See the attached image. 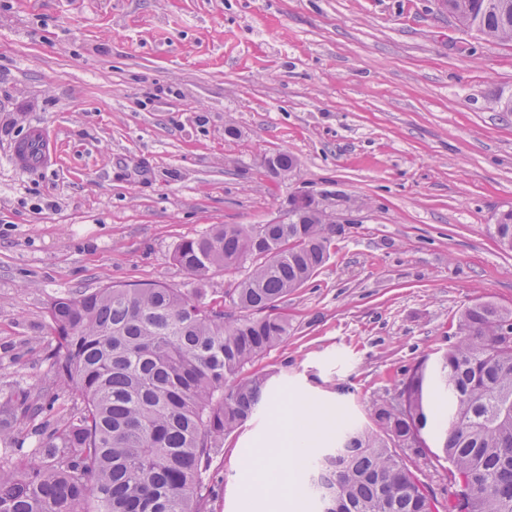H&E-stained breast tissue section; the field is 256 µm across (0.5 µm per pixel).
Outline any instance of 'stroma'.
I'll return each instance as SVG.
<instances>
[{"label":"stroma","instance_id":"1","mask_svg":"<svg viewBox=\"0 0 512 512\" xmlns=\"http://www.w3.org/2000/svg\"><path fill=\"white\" fill-rule=\"evenodd\" d=\"M0 9V401L48 370L49 308L107 285L187 288L177 245L267 224L294 195L340 225L257 361L271 403L225 436L212 512H243L241 464L304 398L369 424L478 301L512 309V42L439 0H9ZM50 170L7 157L31 126ZM288 151L292 176L266 158ZM398 454L448 512L450 465ZM505 212H509L503 216ZM496 221L498 224H491L492 235L497 243L506 250H512V210L501 211Z\"/></svg>","mask_w":512,"mask_h":512}]
</instances>
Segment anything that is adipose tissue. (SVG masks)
<instances>
[{
	"instance_id": "obj_1",
	"label": "adipose tissue",
	"mask_w": 512,
	"mask_h": 512,
	"mask_svg": "<svg viewBox=\"0 0 512 512\" xmlns=\"http://www.w3.org/2000/svg\"><path fill=\"white\" fill-rule=\"evenodd\" d=\"M336 428V412L304 399L290 400L279 425L277 448L260 452L258 462L243 464L246 481L241 493L250 496L266 487H276L281 496L297 501L302 465L317 444Z\"/></svg>"
}]
</instances>
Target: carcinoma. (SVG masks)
I'll return each instance as SVG.
<instances>
[{
	"mask_svg": "<svg viewBox=\"0 0 512 512\" xmlns=\"http://www.w3.org/2000/svg\"><path fill=\"white\" fill-rule=\"evenodd\" d=\"M461 25L512 41V0H441ZM492 235L512 250V210ZM336 232L313 213L288 224H220L183 240L176 262L192 288L107 285L54 300L52 379L36 399L18 389L0 406V443L13 423L52 422L38 447L0 455V512H211L207 472L224 436L268 399L265 375L240 376L288 337L279 303L324 266ZM249 265L224 299L208 297L219 268ZM76 409L56 408L55 380ZM448 390L438 452L452 466L449 512H512V311L476 302L459 338L405 373L375 427L349 425L305 464L307 496L338 512H437L427 487L393 452L431 426L432 382Z\"/></svg>",
	"mask_w": 512,
	"mask_h": 512,
	"instance_id": "1",
	"label": "carcinoma"
}]
</instances>
